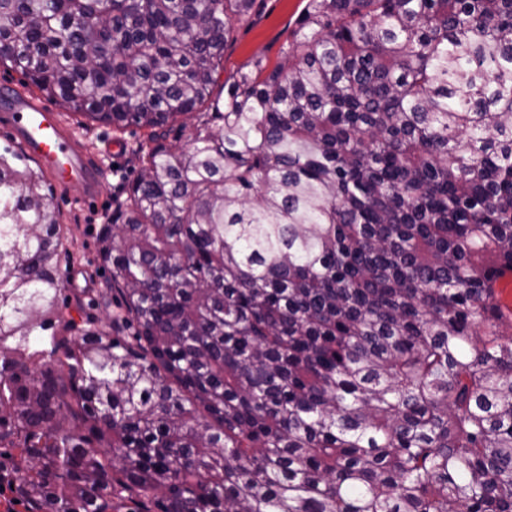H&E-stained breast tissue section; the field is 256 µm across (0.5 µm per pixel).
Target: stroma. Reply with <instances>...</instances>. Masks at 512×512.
<instances>
[{"mask_svg": "<svg viewBox=\"0 0 512 512\" xmlns=\"http://www.w3.org/2000/svg\"><path fill=\"white\" fill-rule=\"evenodd\" d=\"M304 5L305 0H255L251 14L233 25L222 62L225 75L249 66L259 56L265 57L271 65L282 61ZM37 98L62 113L65 122L75 128L93 163L109 166L100 198L92 206L83 205L81 185L72 183L65 190L53 192L67 236V251L60 256L62 272L76 288L109 287L111 270L95 262L96 234L101 224L112 216L113 197L134 177L139 165L134 150L138 144L146 142L150 130L131 125L119 133L110 124L82 120L80 115L66 111L60 101L48 98L46 93H38Z\"/></svg>", "mask_w": 512, "mask_h": 512, "instance_id": "35a3bbf8", "label": "stroma"}]
</instances>
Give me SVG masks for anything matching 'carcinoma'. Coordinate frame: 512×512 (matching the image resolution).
<instances>
[{"label":"carcinoma","instance_id":"1","mask_svg":"<svg viewBox=\"0 0 512 512\" xmlns=\"http://www.w3.org/2000/svg\"><path fill=\"white\" fill-rule=\"evenodd\" d=\"M253 4L0 0V63L153 129L108 288L0 153V470L30 512H512V0H307L215 96ZM198 112H211L208 104L199 108L197 112H194L190 116L178 117L176 121L169 122L164 129H171L167 136V142L180 143L181 145H187L189 143L192 127L197 123ZM183 126V128H182ZM175 139H178L175 142Z\"/></svg>","mask_w":512,"mask_h":512}]
</instances>
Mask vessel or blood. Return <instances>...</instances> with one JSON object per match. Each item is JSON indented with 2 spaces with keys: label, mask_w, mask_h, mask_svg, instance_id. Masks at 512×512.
Returning a JSON list of instances; mask_svg holds the SVG:
<instances>
[{
  "label": "vessel or blood",
  "mask_w": 512,
  "mask_h": 512,
  "mask_svg": "<svg viewBox=\"0 0 512 512\" xmlns=\"http://www.w3.org/2000/svg\"><path fill=\"white\" fill-rule=\"evenodd\" d=\"M0 127L9 131L27 155L39 160L58 187L81 182L84 203L97 201L107 173L91 163L82 142L59 113L24 87H4L0 89Z\"/></svg>",
  "instance_id": "1"
}]
</instances>
